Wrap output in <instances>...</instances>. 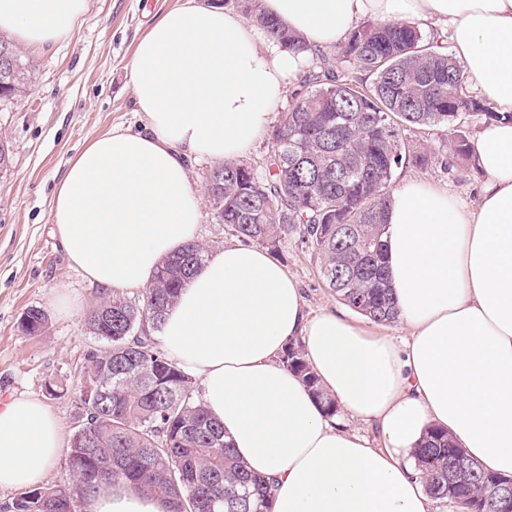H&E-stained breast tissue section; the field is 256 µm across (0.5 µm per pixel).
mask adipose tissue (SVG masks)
<instances>
[{"mask_svg": "<svg viewBox=\"0 0 512 512\" xmlns=\"http://www.w3.org/2000/svg\"><path fill=\"white\" fill-rule=\"evenodd\" d=\"M88 0H0V31L33 48L68 40ZM308 44L281 48L234 11L183 0L138 41L129 71L142 126L89 139L57 183L50 222L71 262L110 289L142 288L191 240L202 196L192 158L232 160L265 131L312 49L347 41L364 18L444 25L464 77L512 113V0H260ZM485 175L476 207L415 182L393 195L387 261L408 332L395 341L345 313L305 311L265 250L229 244L206 258L167 312V354L249 470L273 483V512H433L409 451L433 428L488 472L512 477V122L471 144ZM303 343L321 388L371 439L325 416L280 361ZM64 447L42 399L0 409V491L41 484ZM83 512H167L125 483Z\"/></svg>", "mask_w": 512, "mask_h": 512, "instance_id": "1", "label": "adipose tissue"}]
</instances>
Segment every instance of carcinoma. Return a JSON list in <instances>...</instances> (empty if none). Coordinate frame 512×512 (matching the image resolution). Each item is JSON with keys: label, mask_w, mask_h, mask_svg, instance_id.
Wrapping results in <instances>:
<instances>
[{"label": "carcinoma", "mask_w": 512, "mask_h": 512, "mask_svg": "<svg viewBox=\"0 0 512 512\" xmlns=\"http://www.w3.org/2000/svg\"><path fill=\"white\" fill-rule=\"evenodd\" d=\"M257 23L286 49L307 44L278 19L258 12L256 0H239ZM310 50V49H308ZM296 94L268 135V157L258 171L225 161L205 184L212 214L245 243L271 252L296 234L321 259L328 288L357 314L375 322L398 320L386 264L384 234L396 169L424 166L430 156L413 150L405 132L418 127L448 128V160L471 162L463 134L465 120L503 116L471 95L453 56L427 40L411 22H373L357 26L335 55L312 49ZM0 100L27 94L34 60L9 39L0 38ZM359 73L372 77L366 85ZM212 245L191 240L163 260L138 300L118 293L102 299L84 325L97 345L74 381L82 399L81 379H96L106 395L83 416L74 431L69 455L80 465L69 469L71 482L25 491L3 504L10 512H82L84 500L106 478L132 484L170 503L183 499L189 512H271V483L252 474L224 440V428L205 409L195 378L168 357L156 340L166 312L188 280L200 272ZM44 310L32 307L19 320L20 330L36 335L47 325ZM281 362L301 376L327 416L336 403L321 390L306 362L301 340L288 341ZM91 434L93 451L81 447ZM414 459L426 492L448 498V466L460 449L445 432L426 434ZM112 460V476L97 462ZM494 476L476 470L462 483L466 512H493L485 496Z\"/></svg>", "instance_id": "1"}]
</instances>
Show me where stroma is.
I'll use <instances>...</instances> for the list:
<instances>
[{"label":"stroma","instance_id":"obj_1","mask_svg":"<svg viewBox=\"0 0 512 512\" xmlns=\"http://www.w3.org/2000/svg\"><path fill=\"white\" fill-rule=\"evenodd\" d=\"M182 0H88L68 41L34 51L37 67L26 97L0 103V140L12 164L0 172V405L20 395L43 398L71 439L80 415L70 389L78 365L95 341L84 328L89 309L109 291L89 280L67 258L50 208L68 160L90 137L120 125L138 129L128 73L136 42L166 10ZM484 179L472 167L439 163L397 169L388 186L417 182L475 207ZM297 281L309 314L341 308L326 287L320 260L298 235L281 240L275 255ZM75 298L69 313H56L57 292ZM31 307L48 316L36 336L18 322Z\"/></svg>","mask_w":512,"mask_h":512}]
</instances>
